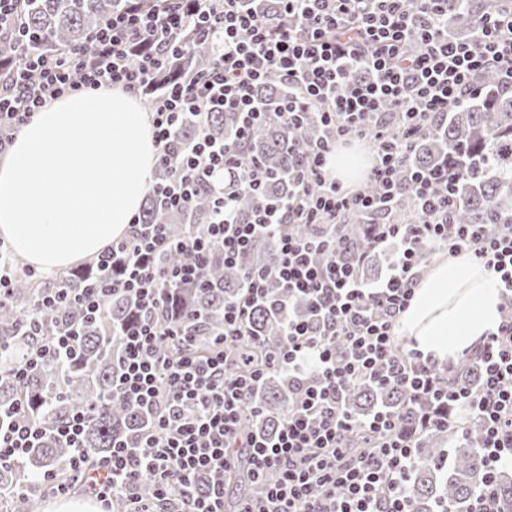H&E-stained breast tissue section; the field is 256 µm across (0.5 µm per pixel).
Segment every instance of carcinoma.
Listing matches in <instances>:
<instances>
[{
    "mask_svg": "<svg viewBox=\"0 0 512 512\" xmlns=\"http://www.w3.org/2000/svg\"><path fill=\"white\" fill-rule=\"evenodd\" d=\"M126 6L125 0H19L24 35L0 31V86H8L10 69L24 66L33 55L60 48L89 50L91 31ZM182 52L186 62L197 68H205L214 61L209 44L200 40H187ZM285 92L281 78L273 75L259 88L258 96L272 112ZM202 125L218 140H231L237 131L231 115L210 112L202 120L186 117L176 132V142L182 147L190 145ZM319 133L320 127L311 118L294 133L275 119L254 128L241 147V158L247 163H259L270 178L261 191L254 192L236 173L226 171L224 197L244 217L259 214L288 197L295 191L288 171L303 159L304 145ZM445 164L453 175L448 194L452 226L448 231H453L455 224H484L490 232L497 224H512V92L502 89L495 73H484L478 80V90L415 142L406 167L428 170ZM209 214L206 194L187 210L163 213L148 193L141 217L146 224L166 223L175 236L183 237L200 230L208 222ZM378 221L377 217L362 215L348 219L345 226L350 246L362 256L361 272L367 281L390 263V255L372 243L370 225ZM273 256V245L260 240L236 266H226L222 258L214 257L207 281L194 288L181 284L172 289L188 303V311L180 315L178 324L200 344H206L209 337L224 328V302L241 294L242 270L268 265ZM92 279L107 283L112 280V272H103L91 263L51 282L19 276L11 295L0 305V344L5 348L0 357V411L18 410L47 432L44 441L29 449L21 460L0 467V498H11L14 512H36L38 505L35 492L20 489V478L35 479L51 471L61 482H75V474L65 468L71 450L53 438L54 429L74 412L86 411L92 417L85 445L94 460L109 454L112 442L133 440L146 424V415L140 408L112 400V382L119 372L112 331L135 313L134 300L126 295L110 296L99 317L83 327L78 336L77 356L66 368L45 363L29 367L22 377L16 375L17 367L26 362L28 349L37 341L31 326L22 324L24 313L36 307L47 290L66 288L76 294ZM307 313L309 307L300 298L288 300L272 291L269 302L254 306L252 311V330L257 340L251 339L241 346L237 363L228 366V373H237L247 358L259 362L276 346L285 317ZM79 316L80 307L74 302L52 311L42 309L37 315L36 330L53 334L65 325H79ZM435 374L442 381L449 379L473 387L480 382L481 368L473 356L451 378L443 369L435 370ZM302 386L303 383L289 379L286 372L268 376L254 397L262 408L259 427L263 433L279 429ZM346 404L360 423L384 413L395 417L407 430L420 428L423 418L435 413L431 407L412 403L404 387L391 383L352 385ZM438 418L442 426L432 427L417 439L414 464L407 480L410 510L468 512L474 495L488 480L483 450L478 447V429L476 424H467L455 416L452 404L448 405L447 414ZM371 444L372 437L360 425L347 440L351 448ZM235 482L251 496L263 489V484L253 480L245 456L239 460ZM495 488L502 508L512 512V474L500 472Z\"/></svg>",
    "mask_w": 512,
    "mask_h": 512,
    "instance_id": "1",
    "label": "carcinoma"
}]
</instances>
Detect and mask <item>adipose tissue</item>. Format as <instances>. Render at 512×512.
I'll return each instance as SVG.
<instances>
[{
	"instance_id": "obj_1",
	"label": "adipose tissue",
	"mask_w": 512,
	"mask_h": 512,
	"mask_svg": "<svg viewBox=\"0 0 512 512\" xmlns=\"http://www.w3.org/2000/svg\"><path fill=\"white\" fill-rule=\"evenodd\" d=\"M156 155L134 94L114 87L50 101L0 158V238L48 275L98 255L129 235ZM500 304L490 269L465 252L444 256L414 286L398 333L422 358L448 362L497 329Z\"/></svg>"
}]
</instances>
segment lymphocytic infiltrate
Masks as SVG:
<instances>
[{
    "label": "lymphocytic infiltrate",
    "instance_id": "f902f5d3",
    "mask_svg": "<svg viewBox=\"0 0 512 512\" xmlns=\"http://www.w3.org/2000/svg\"><path fill=\"white\" fill-rule=\"evenodd\" d=\"M240 2L177 0L147 13L139 0H129L95 31L91 51L33 56L10 71V86L0 92V155L36 112L62 95L117 86L153 95L158 162L170 172L150 187L158 204L182 209L200 192L212 195L210 219L199 232L176 238L169 225L136 224L97 256L99 266L117 269L107 288L92 285L74 297L62 289L43 299L46 308L77 299L90 316L112 294L137 304L135 319L118 332L122 372L112 396L141 406L150 423L137 443L114 444L110 455L91 463L84 448L90 418L76 412L56 431L72 450L70 470L99 501L126 497L127 512H159L160 504L189 498L204 477L207 488L190 498L189 512H224L226 475L245 452L255 476L272 473L276 480L262 496L242 499L238 512H408L410 435L392 416L378 414L366 423L374 446L355 452L345 445L356 425L345 407L346 386L395 380L416 397L459 404L467 419L477 420L489 472L497 474L512 464V224L492 234L481 224L449 229L447 168L405 172L401 166L416 139L460 105L482 73L495 70L512 90V5L475 13L468 20L474 36L462 41L446 27L454 0H279L275 20L241 9ZM189 30L212 42L216 59L164 81ZM274 73L287 87L278 119L294 127L316 114L324 135L310 146L304 166L290 171L295 193L274 212L243 219L225 203L220 180L234 167L251 189L267 181L263 167L241 163L238 145L268 120L256 90ZM217 108L240 113L236 143L202 131L189 147L177 145L182 116ZM353 139L374 146L369 178L378 195L345 193L336 180L331 158ZM405 195L418 215L398 224L390 215ZM363 213L380 215L373 240L395 249L390 273L373 288L357 276L358 258L339 232L343 216ZM301 224L314 226V235L297 234ZM259 238L272 242L273 264L246 273L243 296L224 304L223 333L199 347L171 317L168 284L201 281L214 256L236 263ZM436 247L473 253L501 288V322L476 351L483 381L475 391L437 382L432 362L393 349L420 256ZM174 250L185 262L161 266L160 256ZM273 282L306 298L312 314L284 323L263 367L229 376L230 356L252 334L251 310ZM77 340V329H61L37 341L28 362L67 364ZM168 345L175 356L166 355ZM280 368L312 375L301 403L275 436L246 430L244 417L258 415L247 403L251 390L265 372ZM42 434L23 414L0 420V462L19 460ZM146 477L154 484L150 504L135 493Z\"/></svg>",
    "mask_w": 512,
    "mask_h": 512
}]
</instances>
